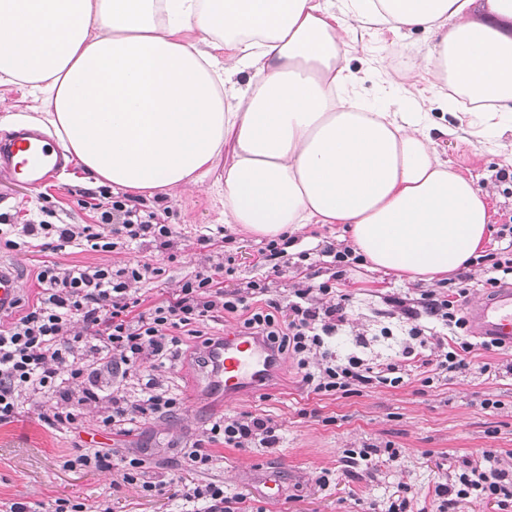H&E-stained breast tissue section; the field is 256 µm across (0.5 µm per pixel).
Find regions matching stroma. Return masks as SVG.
I'll use <instances>...</instances> for the list:
<instances>
[{
    "mask_svg": "<svg viewBox=\"0 0 512 512\" xmlns=\"http://www.w3.org/2000/svg\"><path fill=\"white\" fill-rule=\"evenodd\" d=\"M430 37L420 30L392 31L371 28L363 31L346 52V63L359 81L360 102L374 109L410 112L415 104L405 88L429 87L428 74L407 70V62L424 52ZM388 52L401 76L395 84L384 81L379 71V54ZM48 105L43 97L16 84H0V120L26 115L42 116ZM435 123L451 125V135L434 133V146L442 160L477 185L491 188L489 222H512V128L483 129L464 103L425 105ZM228 156L217 160L203 184L191 189L162 191L144 197L147 210L162 213L175 227L169 249L143 243L126 254L72 252L68 255L30 249L0 250V264L12 267L20 277L23 301H32L39 290L36 272L42 261L56 259L64 264L96 265L129 260H153L165 273L152 285L150 296L158 300L178 288L185 276L214 265L217 257L198 237L206 229L223 228L225 255L233 259L224 288L233 291L250 282L264 284L269 297L286 299L296 282L319 283L334 274L325 245L342 248L351 239L340 224H312L291 236L292 247L280 261V273L261 264L259 251L266 237L254 235L224 222V205L215 183L224 177ZM75 162H68L57 177L36 188L0 178V214L10 223L23 224L36 217L41 207L57 211L67 223L90 224L92 209L82 207L89 187ZM337 288L350 297L353 320L339 327L326 346L337 359L357 356L370 363H385L400 355L414 325L443 337L442 322L418 314L411 319L407 308L416 306L424 283L408 282L393 272L373 269L370 263L339 277ZM469 369L440 377L424 386L414 376L405 377L399 387H375L362 394L316 395L308 392L287 359H280L273 381L256 393L224 403L216 398L192 397L199 385L200 366L194 358L183 357L166 372L183 399L171 417L142 425L131 436L117 437L98 426L97 407L85 408L75 428L56 432L44 427L41 418L54 402L47 398L25 401L10 420L0 422V500L48 505L68 498L94 508L108 504L112 512H180L178 490L182 482L215 480L223 482L228 495L244 500L248 512H366L376 506L384 512L386 500L397 485L409 484L415 508L432 504L436 482L445 480L449 463L480 455L486 448L496 451L500 463L512 467V350L485 349L474 340L468 354ZM491 408H484V401ZM271 418L279 428L274 448L248 451L220 448L221 459L209 472L197 474L181 464L180 450L203 438L211 420L243 413ZM401 449L400 459L379 468L373 479L365 480L345 469V450L366 446ZM79 448H116L121 454L144 459L149 472L163 475V493L149 497L138 485L123 481L119 469L94 472L68 471L59 458ZM275 469L286 487L284 498L268 502L256 473ZM328 472L330 483L320 486L316 478Z\"/></svg>",
    "mask_w": 512,
    "mask_h": 512,
    "instance_id": "obj_1",
    "label": "stroma"
}]
</instances>
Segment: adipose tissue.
Masks as SVG:
<instances>
[{
  "label": "adipose tissue",
  "mask_w": 512,
  "mask_h": 512,
  "mask_svg": "<svg viewBox=\"0 0 512 512\" xmlns=\"http://www.w3.org/2000/svg\"><path fill=\"white\" fill-rule=\"evenodd\" d=\"M0 0V83L44 93L93 186L189 188L231 149L224 221L269 238L347 225L374 268L435 282L477 257L488 191L434 147L427 112L343 97L357 28L432 36L435 97L512 117V0ZM195 40H186V33Z\"/></svg>",
  "instance_id": "obj_1"
}]
</instances>
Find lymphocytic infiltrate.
Here are the masks:
<instances>
[{
    "label": "lymphocytic infiltrate",
    "mask_w": 512,
    "mask_h": 512,
    "mask_svg": "<svg viewBox=\"0 0 512 512\" xmlns=\"http://www.w3.org/2000/svg\"><path fill=\"white\" fill-rule=\"evenodd\" d=\"M93 224L54 221L45 210L39 221L0 229V242L11 250L26 251L34 242L62 252L67 248L115 252L146 239L168 248L174 234L157 212L145 210L138 199L122 195L96 203ZM163 268L148 262L98 265L63 264L46 260L36 279L40 290L35 302L19 317L0 324V422L14 417L22 396L53 399L56 407L44 416L55 431L73 428L84 408H101V429L120 436L132 435L142 423L175 414L181 399L162 368L184 353L187 338L214 343L210 324L225 315L239 317L242 330L269 339L278 353L292 359L301 381L317 395H351L376 386L398 387L404 373L414 371L422 383L450 372L468 369L467 342L438 349L434 357H418L415 345H427L420 326L410 328L411 343L399 359L378 366L352 356L340 362L325 346L349 320L344 301L328 306L314 303V295L334 294L336 285L326 280L317 287L297 288L287 303L266 298V289L252 283L244 290L224 289V268L198 271L167 298L147 302L142 284L159 279ZM470 273H458L446 293L422 292L420 305L427 316L464 329L462 303L469 294ZM132 378L139 396L107 390L105 377ZM278 441L272 420L253 414L222 417L208 428L205 438L182 451V462L194 472L211 470L217 458L213 445L248 450L271 448ZM184 512H241L237 497L224 493L216 482L186 483L181 490ZM493 499L499 505L512 501V470L500 468L494 451L480 459L463 460L450 470L447 480L434 488V512H457L467 499Z\"/></svg>",
    "instance_id": "lymphocytic-infiltrate-1"
}]
</instances>
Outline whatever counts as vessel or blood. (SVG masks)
<instances>
[{
	"label": "vessel or blood",
	"instance_id": "1",
	"mask_svg": "<svg viewBox=\"0 0 512 512\" xmlns=\"http://www.w3.org/2000/svg\"><path fill=\"white\" fill-rule=\"evenodd\" d=\"M62 162L55 140L41 132L21 129L0 139V175L10 180L27 185L43 183L60 171ZM20 299L19 278L0 268V313ZM466 316L473 335L512 349V283L468 305ZM207 360L203 382L228 400L262 389L275 366L272 348L245 333L224 337L222 343L208 351Z\"/></svg>",
	"mask_w": 512,
	"mask_h": 512
}]
</instances>
